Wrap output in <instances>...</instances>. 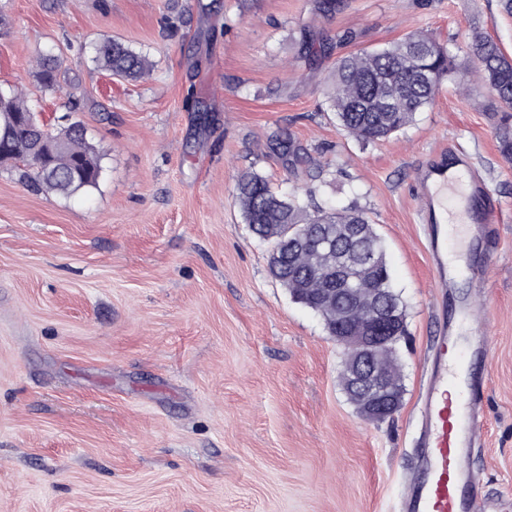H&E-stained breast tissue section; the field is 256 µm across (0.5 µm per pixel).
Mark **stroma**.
I'll return each mask as SVG.
<instances>
[{"instance_id": "obj_1", "label": "stroma", "mask_w": 512, "mask_h": 512, "mask_svg": "<svg viewBox=\"0 0 512 512\" xmlns=\"http://www.w3.org/2000/svg\"><path fill=\"white\" fill-rule=\"evenodd\" d=\"M319 3L0 0V86L47 114L74 100L104 156L98 189L69 199L0 168V512H404L441 313L412 183L445 145L503 206L489 271L454 256L447 302L488 317L471 466L481 512H512V160L498 121L447 82L403 133L364 145L325 94L337 57L416 30L475 80L472 31L512 54V16L497 0H344L331 17ZM309 35L339 43L306 57ZM106 36L146 54L151 75L98 69L89 46ZM40 49L61 59L56 91L28 66ZM284 138L306 158L297 169L271 148ZM246 172L373 220L407 315L391 417L355 411L344 348L271 277L235 198Z\"/></svg>"}]
</instances>
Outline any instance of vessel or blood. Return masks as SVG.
<instances>
[{"instance_id":"1","label":"vessel or blood","mask_w":512,"mask_h":512,"mask_svg":"<svg viewBox=\"0 0 512 512\" xmlns=\"http://www.w3.org/2000/svg\"><path fill=\"white\" fill-rule=\"evenodd\" d=\"M415 197L420 221L428 230L427 250L433 279L439 288L452 286L455 270L448 263L449 250L476 255L477 244L488 239L500 223L502 205L473 168L466 153L447 162L445 153L429 156L416 170ZM457 204L459 217L444 225L440 212ZM465 323L475 344L474 357L490 354L484 329L473 305L459 306L456 320L439 316L438 344L431 375L422 398V436L419 477L406 501L407 512H478L476 482L469 450L480 432V418L464 395L480 386L471 365L450 358L448 344L458 323Z\"/></svg>"}]
</instances>
